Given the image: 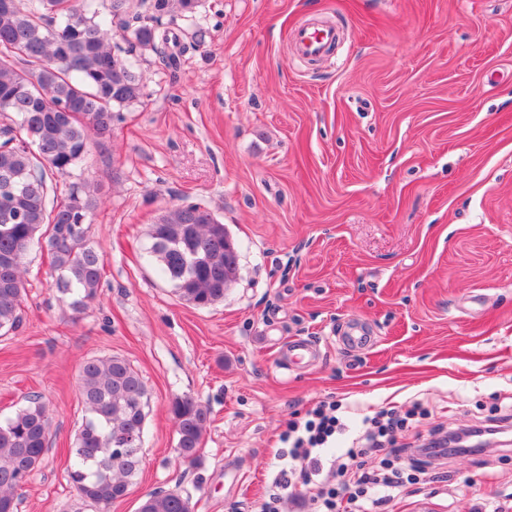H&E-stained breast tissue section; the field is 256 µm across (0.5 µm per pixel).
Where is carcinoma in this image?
I'll use <instances>...</instances> for the list:
<instances>
[{"instance_id": "carcinoma-1", "label": "carcinoma", "mask_w": 512, "mask_h": 512, "mask_svg": "<svg viewBox=\"0 0 512 512\" xmlns=\"http://www.w3.org/2000/svg\"><path fill=\"white\" fill-rule=\"evenodd\" d=\"M197 0H109L108 17L89 0H0V332L21 322L25 258L48 250L58 291L83 312L98 296L104 256L87 240L96 189L70 183L52 196L47 174L71 178L90 144L112 132L120 109L141 95L131 56L150 51L175 70L161 20ZM130 34L126 57L112 51V23ZM224 225L198 204L177 206L152 225L149 254L179 298L197 308L224 300L237 270V249L224 251ZM78 392L84 416L71 448L69 478L82 505L106 509L123 499L142 464L148 393L139 372L117 355L83 362ZM170 412L180 462L199 463L209 407L184 395ZM52 414L40 395L0 421V512H18L17 491L49 450ZM180 489L146 495L138 512H194Z\"/></svg>"}]
</instances>
